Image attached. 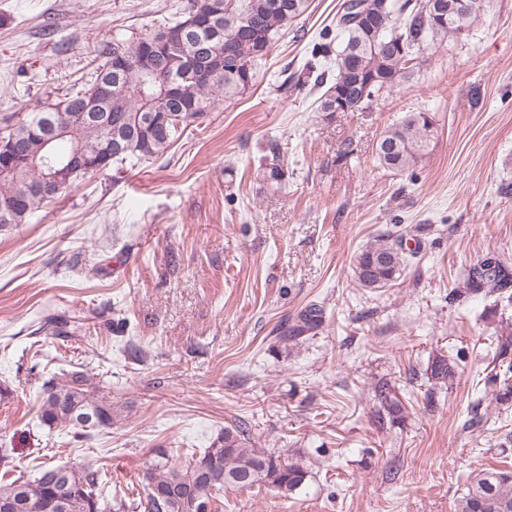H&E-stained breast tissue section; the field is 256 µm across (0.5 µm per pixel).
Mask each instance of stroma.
<instances>
[{
  "label": "stroma",
  "instance_id": "obj_1",
  "mask_svg": "<svg viewBox=\"0 0 512 512\" xmlns=\"http://www.w3.org/2000/svg\"><path fill=\"white\" fill-rule=\"evenodd\" d=\"M186 2L0 0V134ZM342 3L310 0L256 85L162 156L87 175L0 230L5 481L89 463L133 512L162 455L188 463L239 424L308 476L286 497L225 489L219 512H456L471 476L512 469V298L451 294L484 256L512 267V0L370 110L326 116L316 91L282 82ZM418 110L436 115L429 155L380 167L383 132ZM274 142L278 185L263 178ZM387 232L412 246L406 266L360 287L352 258ZM312 304L320 327L281 341ZM47 313L66 326L36 332ZM440 355L452 384L425 375ZM75 369L112 404L111 428L79 440L44 427L37 400ZM383 383L399 412L379 413Z\"/></svg>",
  "mask_w": 512,
  "mask_h": 512
}]
</instances>
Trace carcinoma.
Here are the masks:
<instances>
[{
	"instance_id": "obj_1",
	"label": "carcinoma",
	"mask_w": 512,
	"mask_h": 512,
	"mask_svg": "<svg viewBox=\"0 0 512 512\" xmlns=\"http://www.w3.org/2000/svg\"><path fill=\"white\" fill-rule=\"evenodd\" d=\"M375 0H349L336 21L344 47L336 52V78L328 80L326 70L316 59L328 57L330 32L325 42L316 45L312 59L302 74L292 77L294 84L313 82L324 88L318 99V112H365L384 95L411 76L425 62V54L440 48L470 27L489 6V0H465L462 10L455 0H432L433 12L423 14L417 0H393L396 10L374 13ZM308 0H188L184 16L169 21L157 30L122 49L101 50L97 73L113 74V61L122 57L134 62L158 52L157 41L168 39L159 55L153 77L138 67L129 66L112 83L110 107L112 122H88L92 84L71 85V91L57 106L27 113L6 135L15 139L18 149L34 158L47 149L43 139L52 132L48 116L66 117L72 122L71 135L52 148L68 151L83 142L99 146L117 137L112 162L141 161L164 154L190 127L202 125L208 112L218 104L232 102L256 84L263 48H272L276 35L305 13ZM209 18L221 29V37L210 41L208 32L181 31L188 16ZM224 59V68L211 79L197 77V67L208 55ZM153 79H175L182 84L183 101L167 104L165 127L147 126L151 112L132 97V91ZM435 133V117L426 111L407 112L390 125L380 138L376 157L382 167L394 173L414 170L429 154ZM272 163L264 177L281 183L280 147L271 144ZM110 162V163H112ZM105 163L99 170L110 168ZM45 170L22 163L0 177V230L25 223L46 198L38 185ZM406 262L400 240L390 233L379 235L374 244L353 258L352 271L358 283L368 289L388 286L401 275ZM512 288V269L503 262L489 271L477 265L466 271L468 294H503ZM320 310L308 308L297 323L288 328L284 340H293L317 329ZM430 378L443 383L455 377V367L445 356L435 358L426 370ZM40 420L50 430L68 427L77 437H89L112 427V404L98 398L88 380L75 371L61 379L51 378L41 388ZM307 471L299 463H288L281 456L255 447L239 427H226L224 433L198 458L182 465L168 460L150 478L145 495L147 512H216L214 502L226 487L240 489L268 486L286 497L301 487ZM98 471L90 465L49 466L32 479L0 484V504L15 505L12 512H112V503L97 493ZM456 512H512V469L486 471L470 479L468 492L457 504Z\"/></svg>"
}]
</instances>
